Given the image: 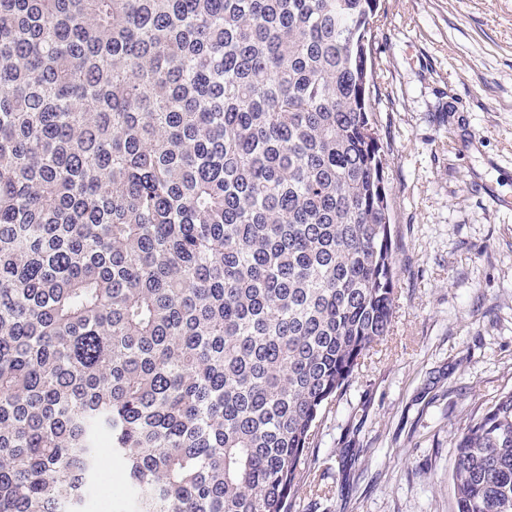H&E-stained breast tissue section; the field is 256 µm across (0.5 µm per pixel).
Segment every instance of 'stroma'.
Listing matches in <instances>:
<instances>
[{"mask_svg":"<svg viewBox=\"0 0 512 512\" xmlns=\"http://www.w3.org/2000/svg\"><path fill=\"white\" fill-rule=\"evenodd\" d=\"M391 336L320 415L293 512H456L457 438L512 390V0H383Z\"/></svg>","mask_w":512,"mask_h":512,"instance_id":"1","label":"stroma"}]
</instances>
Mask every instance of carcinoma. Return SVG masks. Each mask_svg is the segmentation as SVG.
I'll return each mask as SVG.
<instances>
[{
  "mask_svg": "<svg viewBox=\"0 0 512 512\" xmlns=\"http://www.w3.org/2000/svg\"><path fill=\"white\" fill-rule=\"evenodd\" d=\"M380 0H0V512H292L393 330ZM457 512H512V391Z\"/></svg>",
  "mask_w": 512,
  "mask_h": 512,
  "instance_id": "cac0c4a2",
  "label": "carcinoma"
}]
</instances>
